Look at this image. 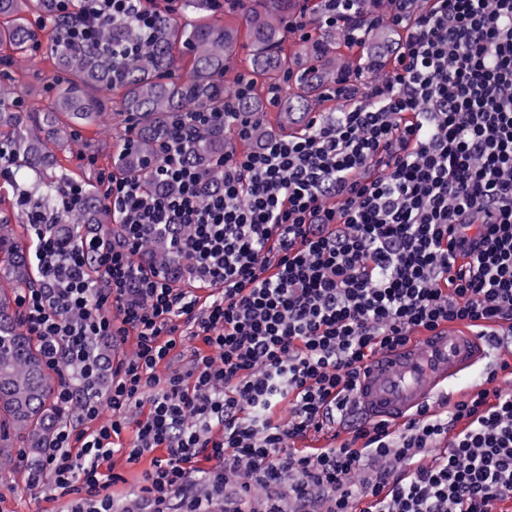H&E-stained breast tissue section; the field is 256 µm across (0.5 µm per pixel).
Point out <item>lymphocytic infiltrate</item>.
Returning a JSON list of instances; mask_svg holds the SVG:
<instances>
[{"instance_id":"f902f5d3","label":"lymphocytic infiltrate","mask_w":512,"mask_h":512,"mask_svg":"<svg viewBox=\"0 0 512 512\" xmlns=\"http://www.w3.org/2000/svg\"><path fill=\"white\" fill-rule=\"evenodd\" d=\"M360 0H320L322 26L361 44ZM404 37L385 79L337 75L336 109L256 149L228 151L212 185L194 134L249 120L195 111L161 143L159 187L114 174L115 240L62 249L34 206L40 281L21 325L79 425L27 472L63 512H503L512 503V365L463 399L396 426L354 395L378 354L457 323L512 346V0H391ZM80 36L136 24L157 0H56ZM162 235L177 264L139 261ZM193 287H180L181 278ZM206 296H199V289ZM134 340L100 390L99 345ZM186 369L161 372L177 348ZM134 432L123 445V430ZM331 430L345 439L300 447ZM150 457L137 494L109 491L115 455ZM209 468H202V461Z\"/></svg>"}]
</instances>
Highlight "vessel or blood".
<instances>
[{
    "label": "vessel or blood",
    "mask_w": 512,
    "mask_h": 512,
    "mask_svg": "<svg viewBox=\"0 0 512 512\" xmlns=\"http://www.w3.org/2000/svg\"><path fill=\"white\" fill-rule=\"evenodd\" d=\"M490 339L481 332L444 327L374 358L356 393L371 418L400 421L433 402L457 377L486 359Z\"/></svg>",
    "instance_id": "b4317fda"
}]
</instances>
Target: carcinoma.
I'll return each mask as SVG.
<instances>
[{
  "instance_id": "1",
  "label": "carcinoma",
  "mask_w": 512,
  "mask_h": 512,
  "mask_svg": "<svg viewBox=\"0 0 512 512\" xmlns=\"http://www.w3.org/2000/svg\"><path fill=\"white\" fill-rule=\"evenodd\" d=\"M297 0H244L242 18L251 45L250 68L261 79L274 81L290 74L288 56L283 53L284 19L294 12ZM211 0H180L181 20L161 14L146 47L136 56L116 58L113 37L138 43L141 33L135 26L116 31L106 29L89 44L73 41L78 13L62 16L55 0H0V46L25 53L38 42L30 29L28 14L39 9L49 14L51 30L46 53L55 69L66 75L54 88L55 98L47 114L18 112L9 93L0 94V130H5L3 146L15 167L35 169L42 175L38 183L41 203L50 204L60 189L71 182L65 174H50L56 160L46 144L26 131L29 123H42L52 136H69L80 128L98 123L105 113L110 92L120 93V110L135 121L132 147L121 150L118 162L127 176L149 181L148 163L155 159L159 142L167 137L174 120L185 112L205 109L224 111V70L233 54L238 31L205 21ZM190 54V67L182 78L170 75L179 69L180 50ZM213 132L196 138L191 159L209 164L219 153ZM104 203L97 187L84 185V195L73 208L59 206L55 230L71 247L82 238L85 224H106ZM0 269L19 285L31 281L24 248L16 242L8 221L0 219ZM17 295L0 291V447H9L10 434L23 435L34 452L53 446L55 429L62 413L55 401L56 383L51 376L40 343L24 334L14 307Z\"/></svg>"
}]
</instances>
